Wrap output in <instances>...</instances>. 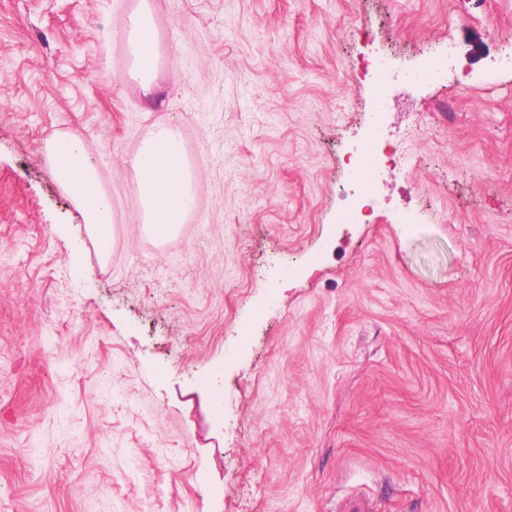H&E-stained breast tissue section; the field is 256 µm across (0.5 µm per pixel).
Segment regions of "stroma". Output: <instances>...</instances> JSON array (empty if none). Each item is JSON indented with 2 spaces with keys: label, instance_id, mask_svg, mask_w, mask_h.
Listing matches in <instances>:
<instances>
[{
  "label": "stroma",
  "instance_id": "35a3bbf8",
  "mask_svg": "<svg viewBox=\"0 0 512 512\" xmlns=\"http://www.w3.org/2000/svg\"><path fill=\"white\" fill-rule=\"evenodd\" d=\"M137 3L0 0V512H512V0H150L155 103ZM449 52L389 92L417 164L337 223L370 61ZM160 122L197 177L163 241L127 164ZM66 132L110 258L50 174ZM127 54L131 75L144 99H153L159 86L156 71L159 61L157 31L149 0H140L127 20ZM45 154L55 181L78 211L98 253L107 258L112 252L115 223L112 197L84 138L76 133L55 134L47 139Z\"/></svg>",
  "mask_w": 512,
  "mask_h": 512
}]
</instances>
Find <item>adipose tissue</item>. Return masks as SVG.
Segmentation results:
<instances>
[{"mask_svg":"<svg viewBox=\"0 0 512 512\" xmlns=\"http://www.w3.org/2000/svg\"><path fill=\"white\" fill-rule=\"evenodd\" d=\"M126 49L142 97L154 98L159 89V46L149 0H140L128 16ZM45 154L55 181L78 211L98 253L108 257L114 234L112 198L84 138L76 133L55 134L47 139ZM129 164L139 188L140 224L156 239L169 237L195 205L193 174L179 133L171 124H158Z\"/></svg>","mask_w":512,"mask_h":512,"instance_id":"obj_1","label":"adipose tissue"}]
</instances>
